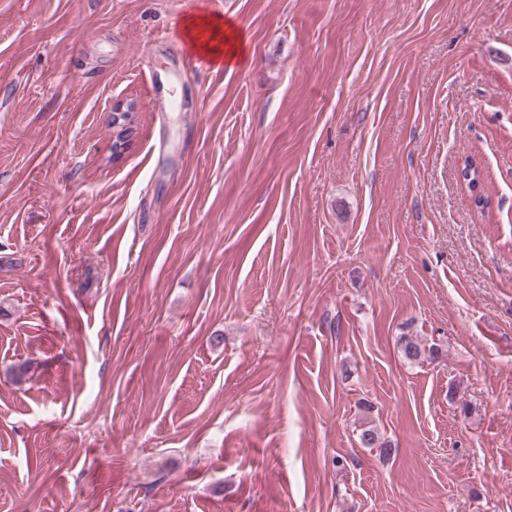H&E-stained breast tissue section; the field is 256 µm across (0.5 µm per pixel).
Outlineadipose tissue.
Here are the masks:
<instances>
[{"label": "adipose tissue", "mask_w": 512, "mask_h": 512, "mask_svg": "<svg viewBox=\"0 0 512 512\" xmlns=\"http://www.w3.org/2000/svg\"><path fill=\"white\" fill-rule=\"evenodd\" d=\"M182 38L189 50L205 56L219 69L243 61L246 55L243 28L224 17L190 16L184 23Z\"/></svg>", "instance_id": "ef3b65f1"}]
</instances>
